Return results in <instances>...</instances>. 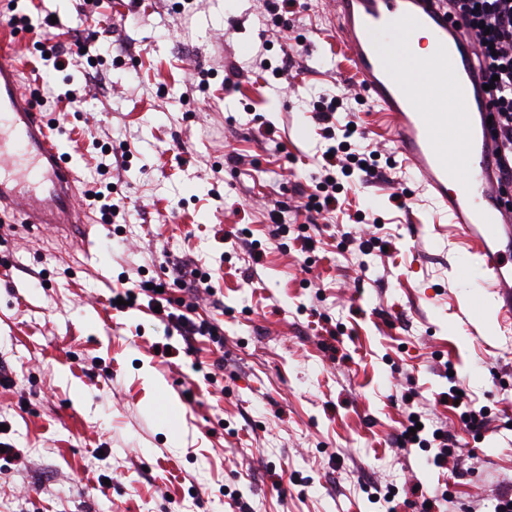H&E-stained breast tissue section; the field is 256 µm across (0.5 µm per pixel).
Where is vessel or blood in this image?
Instances as JSON below:
<instances>
[{
	"label": "vessel or blood",
	"instance_id": "1",
	"mask_svg": "<svg viewBox=\"0 0 512 512\" xmlns=\"http://www.w3.org/2000/svg\"><path fill=\"white\" fill-rule=\"evenodd\" d=\"M336 41L354 85L385 116L395 153L477 260L498 293L501 328L512 327V215L499 201L487 137L486 93L464 26L444 0H328ZM431 49L415 50L419 34ZM15 53L0 49V213L19 224L84 233L93 212L76 199L80 177L51 136L46 113L19 79ZM453 101L433 111L435 93Z\"/></svg>",
	"mask_w": 512,
	"mask_h": 512
}]
</instances>
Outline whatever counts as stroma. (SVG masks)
<instances>
[{"mask_svg": "<svg viewBox=\"0 0 512 512\" xmlns=\"http://www.w3.org/2000/svg\"><path fill=\"white\" fill-rule=\"evenodd\" d=\"M33 3L38 27L11 41L23 85L82 90L81 111H47L57 144L85 186L93 141L126 160L112 199L129 218L96 224L83 252L0 220V442L20 453L0 455V512H422L444 486L452 512H494L512 484V331L410 170L341 177L338 208L306 229L314 253L268 218L311 192L329 142L300 122L347 81L326 0H101L96 22L79 0ZM87 36L94 61L40 62L36 42ZM347 107L392 156L378 112ZM347 231L389 247L361 256ZM205 272L213 294L192 296ZM136 276L178 280L171 298L222 343L113 309ZM454 385L488 411L481 432L443 402ZM412 411L458 439L444 465L400 447Z\"/></svg>", "mask_w": 512, "mask_h": 512, "instance_id": "stroma-1", "label": "stroma"}]
</instances>
